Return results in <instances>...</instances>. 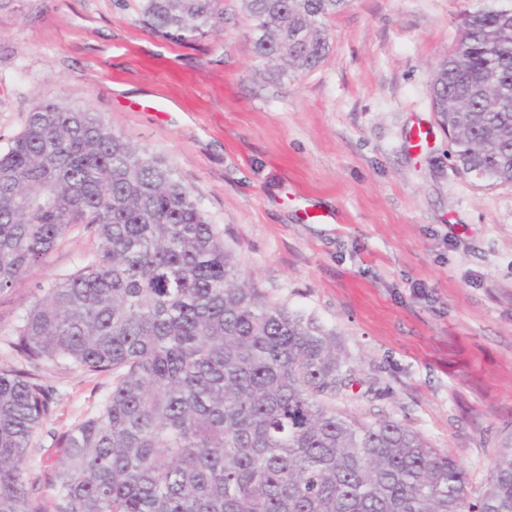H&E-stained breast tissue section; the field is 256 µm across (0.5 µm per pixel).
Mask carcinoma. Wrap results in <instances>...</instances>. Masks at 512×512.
Returning <instances> with one entry per match:
<instances>
[{
	"label": "carcinoma",
	"mask_w": 512,
	"mask_h": 512,
	"mask_svg": "<svg viewBox=\"0 0 512 512\" xmlns=\"http://www.w3.org/2000/svg\"><path fill=\"white\" fill-rule=\"evenodd\" d=\"M151 33L221 30L223 0H138ZM347 0H244L255 55L309 71ZM465 55L432 101L452 154L480 185H512V13L467 16ZM98 241L79 270L37 286L0 366V512H41L29 448L55 410L34 369L112 375L99 410L53 438V512H512V447L483 497L448 455L394 420L366 424L318 400L345 385L334 339L242 280L197 198L96 112L28 113L0 153V293L74 229Z\"/></svg>",
	"instance_id": "cac0c4a2"
}]
</instances>
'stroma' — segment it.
<instances>
[{
  "label": "stroma",
  "instance_id": "35a3bbf8",
  "mask_svg": "<svg viewBox=\"0 0 512 512\" xmlns=\"http://www.w3.org/2000/svg\"><path fill=\"white\" fill-rule=\"evenodd\" d=\"M485 0H349L329 52L275 77L242 0L224 30L179 44L145 31L137 0H0V152L42 102L102 115L198 198L267 300L315 322L354 371L333 400L400 421L485 493L512 446V185L476 186L433 108L438 65ZM75 233L0 294V365L40 281L77 270ZM55 413L29 452L93 414L108 374L46 366Z\"/></svg>",
  "mask_w": 512,
  "mask_h": 512
}]
</instances>
